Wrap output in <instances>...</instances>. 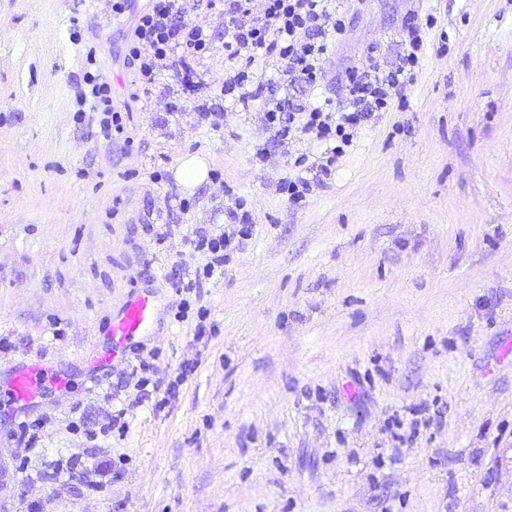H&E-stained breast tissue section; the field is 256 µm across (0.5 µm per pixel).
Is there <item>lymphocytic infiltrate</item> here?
<instances>
[{"instance_id": "f902f5d3", "label": "lymphocytic infiltrate", "mask_w": 512, "mask_h": 512, "mask_svg": "<svg viewBox=\"0 0 512 512\" xmlns=\"http://www.w3.org/2000/svg\"><path fill=\"white\" fill-rule=\"evenodd\" d=\"M208 8L224 12V70L221 93L245 102L254 97L252 67L257 58L275 61L283 76L292 82L317 85L326 73L331 39L346 32L343 13L332 0H206ZM404 53L399 64L368 81L355 70L345 71L343 82L349 95L350 109L334 113L331 100L309 108L297 100L273 99L264 103V120L275 137L287 139L299 131L323 147L320 156L297 157L296 173L282 185L291 204H299L315 186L323 184L340 157L351 146L354 133L375 115L389 108L393 99L402 97L407 86L417 78L424 50L425 30L417 16L403 24ZM211 34L182 18L180 0H150L140 12L127 45L126 58L135 70V81L144 95H151L160 66H183L187 58H203L216 50ZM85 84L97 111V135L107 141H122L133 149L135 137L129 126L132 114L116 111L111 88L98 76L86 74ZM232 218L235 229L217 232L204 227L192 229L187 238L195 252L206 261L188 273L174 270L172 287L179 295L177 321L188 317V294L203 295L207 281L224 274L232 253L251 237L253 219L244 202H237Z\"/></svg>"}]
</instances>
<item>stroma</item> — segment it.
<instances>
[{"label":"stroma","mask_w":512,"mask_h":512,"mask_svg":"<svg viewBox=\"0 0 512 512\" xmlns=\"http://www.w3.org/2000/svg\"><path fill=\"white\" fill-rule=\"evenodd\" d=\"M340 8L352 22L335 74L368 69L369 44L395 67L407 12L437 25L404 104L358 129L330 179L292 205L280 185L321 147L274 138L263 102L345 111L337 77L290 87L261 58L260 97L244 106L220 94L219 49L161 68L135 102L132 22L113 21L107 0H0V338L12 343L0 383L21 360L67 382L29 412L49 419L40 453L0 405V512H512V0ZM88 71L130 106L138 151L75 122ZM198 104L223 128L198 124ZM186 153L222 181L186 191L174 175ZM239 197L252 237L206 286L217 332L198 338L173 319L168 274L203 263L185 235L229 226ZM146 224L173 227L147 271L133 249ZM135 288L155 299L153 329L90 370ZM139 355L179 385L165 409L135 407L123 434L94 442L72 432L134 395ZM105 459L123 470L90 494L83 474ZM57 460L71 469L45 478Z\"/></svg>","instance_id":"1"}]
</instances>
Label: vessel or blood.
<instances>
[{
	"label": "vessel or blood",
	"instance_id": "b4317fda",
	"mask_svg": "<svg viewBox=\"0 0 512 512\" xmlns=\"http://www.w3.org/2000/svg\"><path fill=\"white\" fill-rule=\"evenodd\" d=\"M155 320L156 308L151 296L138 289L130 291L105 330L107 352L92 358L90 369L102 368L123 356L128 343L135 337L146 335ZM65 385V380L51 367L39 362H21L13 367L4 388L0 389V403L22 412L36 406L47 389Z\"/></svg>",
	"mask_w": 512,
	"mask_h": 512
}]
</instances>
